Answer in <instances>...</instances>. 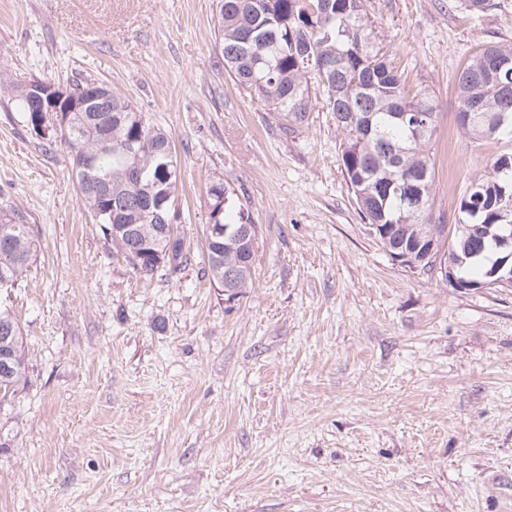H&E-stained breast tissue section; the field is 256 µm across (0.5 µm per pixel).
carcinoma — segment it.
<instances>
[{
  "mask_svg": "<svg viewBox=\"0 0 512 512\" xmlns=\"http://www.w3.org/2000/svg\"><path fill=\"white\" fill-rule=\"evenodd\" d=\"M365 0H219L218 33L224 70L269 107L283 133H294L312 112H328L343 135L340 161L349 189L368 226L381 245L390 247L402 263L419 259L415 249L434 240L444 248V260L455 265V275L471 284L488 282L494 258L493 235L512 232V151L491 160L492 175L472 182L460 196L455 211L453 240L466 248H448L446 224L429 222L435 162L432 138L438 112L432 98L406 94L402 76L386 60L372 39ZM323 96L311 94V83ZM458 102L479 116L461 125L471 138L512 145V47L491 46L476 53L462 68ZM28 124L36 126L32 84L15 96ZM135 107L112 92L110 111L63 112L61 121L71 133L72 175L80 198L94 223L103 227L113 248L144 276L165 267L176 273L188 265L194 252L184 236L172 240L160 233L154 219L143 214V203L175 193L179 174L166 185L157 177L159 149L171 146L166 131L151 124L138 129L118 122ZM427 124L415 137L412 123ZM112 130L116 150L95 156L101 133ZM138 164L140 187L131 184L130 167ZM422 176L417 193L421 205L405 201L406 181ZM106 181L110 194L85 189L84 184ZM210 212L215 223L237 229L249 223L242 208L230 198L224 184L209 187ZM207 276L228 297L252 283L256 244L244 236L231 241H205ZM37 254L30 225L13 211L0 213V282L10 285L27 272ZM0 405L17 395L27 377V352L21 326L11 311L0 308Z\"/></svg>",
  "mask_w": 512,
  "mask_h": 512,
  "instance_id": "cac0c4a2",
  "label": "carcinoma"
}]
</instances>
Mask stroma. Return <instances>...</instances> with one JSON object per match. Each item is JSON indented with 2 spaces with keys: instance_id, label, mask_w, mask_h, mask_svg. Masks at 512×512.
Segmentation results:
<instances>
[{
  "instance_id": "stroma-1",
  "label": "stroma",
  "mask_w": 512,
  "mask_h": 512,
  "mask_svg": "<svg viewBox=\"0 0 512 512\" xmlns=\"http://www.w3.org/2000/svg\"><path fill=\"white\" fill-rule=\"evenodd\" d=\"M408 92L437 103L430 220L495 146L455 120L458 76L512 45V0H366ZM216 0H0V209L40 249L0 306L27 382L0 406V512H512V288L459 290L363 223L329 113L281 135L231 80ZM109 83L164 128L194 259L145 278L85 209L68 150L12 99ZM259 228L252 285L202 277L208 186Z\"/></svg>"
}]
</instances>
